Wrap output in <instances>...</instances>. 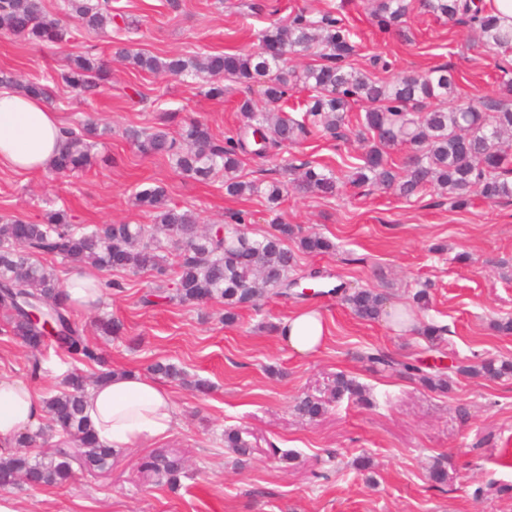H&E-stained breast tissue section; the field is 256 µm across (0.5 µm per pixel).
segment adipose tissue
<instances>
[{"mask_svg": "<svg viewBox=\"0 0 512 512\" xmlns=\"http://www.w3.org/2000/svg\"><path fill=\"white\" fill-rule=\"evenodd\" d=\"M64 141L62 126L40 98L0 90V165L16 171L46 169ZM280 339L293 354L308 357L326 339L320 313L300 310L282 323ZM84 413L100 445L124 449L165 438L175 423L172 396L157 382L130 373L91 387ZM47 418L43 397L27 382L0 377V446L35 431Z\"/></svg>", "mask_w": 512, "mask_h": 512, "instance_id": "ef3b65f1", "label": "adipose tissue"}]
</instances>
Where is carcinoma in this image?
I'll return each instance as SVG.
<instances>
[{
    "mask_svg": "<svg viewBox=\"0 0 512 512\" xmlns=\"http://www.w3.org/2000/svg\"><path fill=\"white\" fill-rule=\"evenodd\" d=\"M424 6L439 18L453 23H468L480 34L489 49L512 50V34L501 32L485 15L478 0H424ZM415 8V0H375L372 17L387 32L406 37L404 25ZM64 15L84 29L112 26V0H64ZM0 28L35 44L62 41L67 29L43 13L40 0H0ZM305 51L318 60L300 68L288 66V54ZM356 51L353 33L332 11L311 14L300 11L288 23H275L259 36L256 52L229 51L208 53L200 49L186 54L159 57L125 48L121 59L149 74L175 78L205 75L207 94L224 95V80L250 86L258 76H268L261 90V102L246 95L238 101L242 124L236 135L221 142L200 119L182 124L178 137L160 127L151 130L130 128L127 138L143 154H164L180 174L199 181L223 177L225 194L243 197L262 194L268 203L277 204L288 195L289 185L272 181L266 185L239 179L242 158L263 157L269 148L295 145L315 132L345 136L347 112L351 104H366L358 119L365 143L359 163L349 182L356 186L383 185L401 197H410L427 188L446 193L456 207L468 204L478 193L489 200L512 198V155L499 147V140L512 133V72L503 69V99L480 105L448 104V98L462 76L446 66L435 67L421 76H401L390 80L364 73L348 62ZM58 77L78 96L97 91L107 79V65L92 55H77L68 60ZM20 86L23 93L51 100L49 86L39 81L19 84L11 72H0V86ZM301 87L308 91L303 100L302 119L288 116V92ZM60 152L51 162L57 173L79 172L93 163V149L99 138L97 124L88 121L78 129L64 131ZM405 145L411 149L401 165L392 162L390 151ZM295 188L306 193L333 197L339 179L332 170L302 162ZM135 204L152 217V224H102L88 227L69 221L64 209L46 213L41 223L18 217L0 216V332L10 335L35 354L41 345L53 344L63 354L100 366L93 380L81 372L70 373L55 393L45 399L47 425L16 440L20 448H36L58 438L79 448L74 457L61 448L39 450L34 454L5 451L0 456V490L19 482L42 487L61 485L74 476L72 464L88 471L110 468L115 451L97 442L94 430L83 414V398L88 385L104 382L114 370L103 359L84 331L72 318L64 286L51 267L39 262L48 255L60 258L75 269L169 270L175 293L166 299L180 303L224 304L222 321L232 322L235 309L255 305L266 294H277L296 282L290 277L296 258L285 239L295 234L302 251L322 254L333 243L316 233H294L286 224L274 232L254 238L242 228L244 218L236 213L224 225V236L200 226L198 215L168 203L160 187L136 193ZM183 239L180 252L171 265L158 254V235ZM354 314L365 321L382 317L387 298L368 288L344 296ZM33 304L41 305V320L28 313ZM51 324L48 341L45 324ZM360 359L380 372L396 373L412 382L443 392L449 389L450 376L442 370L428 371L416 360L397 359L380 349H368ZM161 378L180 379L182 371L171 363L157 362L150 367ZM461 374L505 375L512 363L500 366L489 361L480 367L461 365ZM363 398L354 380L336 377L333 396ZM296 411L316 418L324 411L322 401L305 397ZM224 445L247 458L251 443L238 432L224 434ZM142 467L169 485L178 483L184 469L179 458L152 455Z\"/></svg>",
    "mask_w": 512,
    "mask_h": 512,
    "instance_id": "carcinoma-1",
    "label": "carcinoma"
}]
</instances>
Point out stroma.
I'll list each match as a JSON object with an SVG mask.
<instances>
[{"mask_svg": "<svg viewBox=\"0 0 512 512\" xmlns=\"http://www.w3.org/2000/svg\"><path fill=\"white\" fill-rule=\"evenodd\" d=\"M137 24L132 49L163 56L196 46L218 53L256 49L259 31L287 21L294 11L337 9L357 34L352 64L367 71L380 55L394 74L422 73L445 65L462 74L459 102L500 96L502 55L484 47L468 27L451 24L423 7L410 14L407 39L378 30L367 0H112ZM116 34L70 29L65 40L36 46L0 30V71L35 81L61 68L67 57L93 54L108 61L111 78L96 94L76 97L63 83L51 86L50 109L65 126L90 118L106 133L88 170L58 175L0 166V214L41 222L63 208L73 223L146 224L134 204L147 187H162L170 204L195 211L207 224L231 214L251 215L248 230L261 236L275 222L315 232L334 244L314 255L298 249L295 277L329 276L328 289L298 301L268 295L240 310L237 322L221 321L224 307L211 302L147 306L144 295L168 286L153 271L102 273L114 281L98 305L75 313L86 336L112 368L142 376L156 362L176 365L188 380L208 381V394L168 380L176 424L163 440L117 451L108 471L77 470L63 487L22 485L0 490L8 512H512V376L452 374L450 391L429 390L397 375L371 369L358 358L368 347L396 358L425 357L428 343L387 319H359L336 294V286L372 288L390 305L408 307L427 289L428 310L419 321L445 326L439 345L446 358L478 365L512 361V333L498 320L512 319V200L473 197L459 209L446 196L426 190L403 198L382 187L342 185L333 197L289 192L278 207L265 196L231 197L221 181L203 183L175 172L168 157L144 155L127 140L128 128L162 127L177 132L190 117L203 119L216 138L235 135L244 95L259 98L261 86L228 83L220 98L205 95L199 81L137 72L118 56ZM362 147L357 136L339 142L315 136L279 154L245 158L244 179L286 181L294 159L329 166L338 177ZM314 309L327 323L323 347L307 358L294 355L278 337L283 321L300 308ZM122 329L102 335L100 317ZM29 350L0 334V376L29 380L42 396L58 389L76 367L55 350L45 371L32 376ZM356 379L369 404L353 397L330 401L313 420L294 410L307 395L328 398L337 375ZM237 431L254 453L236 464L224 434ZM185 461L178 486L143 470L151 455ZM448 472L444 487L429 479L434 463Z\"/></svg>", "mask_w": 512, "mask_h": 512, "instance_id": "obj_1", "label": "stroma"}]
</instances>
